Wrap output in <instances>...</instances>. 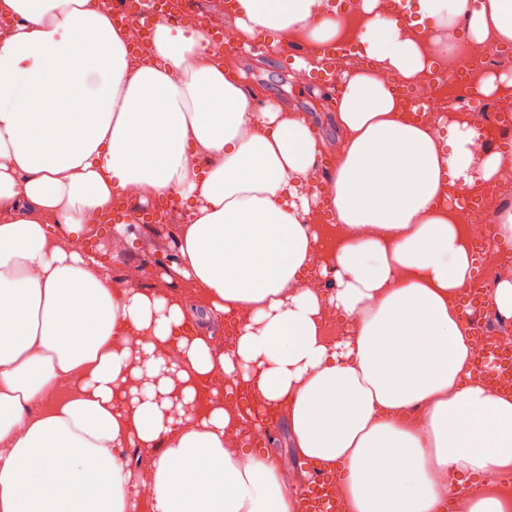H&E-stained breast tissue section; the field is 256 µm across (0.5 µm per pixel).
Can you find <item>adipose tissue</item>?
<instances>
[{
	"label": "adipose tissue",
	"mask_w": 512,
	"mask_h": 512,
	"mask_svg": "<svg viewBox=\"0 0 512 512\" xmlns=\"http://www.w3.org/2000/svg\"><path fill=\"white\" fill-rule=\"evenodd\" d=\"M381 2H361L369 64L341 78L320 177L308 115L255 105L204 32L161 21L136 52L107 0H0V512H134L138 486L149 512H297L277 463L235 438L242 390L281 410L297 455L345 470L344 512H512L511 494L456 480L512 468V395L471 379L473 259L440 202L507 164L456 114L412 121L380 78L430 74L461 32L512 42V0ZM235 24L244 44L299 34L308 69L342 28L335 0H238ZM131 184L138 205L185 211L171 268L204 314L72 248ZM320 214L335 245L317 267ZM329 309L354 321L333 339ZM133 447L149 453L134 470Z\"/></svg>",
	"instance_id": "1"
}]
</instances>
